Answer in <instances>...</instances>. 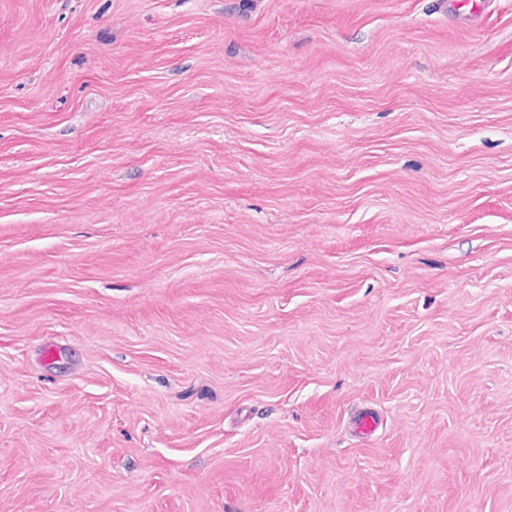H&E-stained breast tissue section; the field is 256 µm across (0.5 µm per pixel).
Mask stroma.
<instances>
[{
	"label": "stroma",
	"instance_id": "stroma-1",
	"mask_svg": "<svg viewBox=\"0 0 512 512\" xmlns=\"http://www.w3.org/2000/svg\"><path fill=\"white\" fill-rule=\"evenodd\" d=\"M0 512H512V0H0Z\"/></svg>",
	"mask_w": 512,
	"mask_h": 512
}]
</instances>
